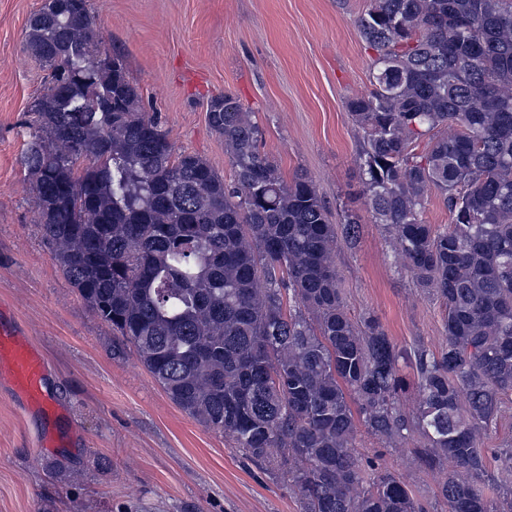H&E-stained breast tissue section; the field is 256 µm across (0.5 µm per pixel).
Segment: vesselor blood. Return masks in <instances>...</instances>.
Listing matches in <instances>:
<instances>
[{
	"instance_id": "b4317fda",
	"label": "vessel or blood",
	"mask_w": 512,
	"mask_h": 512,
	"mask_svg": "<svg viewBox=\"0 0 512 512\" xmlns=\"http://www.w3.org/2000/svg\"><path fill=\"white\" fill-rule=\"evenodd\" d=\"M48 369L33 339L16 326L0 321V379H7L24 412L57 416L59 409L49 396Z\"/></svg>"
}]
</instances>
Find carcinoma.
I'll list each match as a JSON object with an SVG mask.
<instances>
[{
  "instance_id": "carcinoma-1",
  "label": "carcinoma",
  "mask_w": 512,
  "mask_h": 512,
  "mask_svg": "<svg viewBox=\"0 0 512 512\" xmlns=\"http://www.w3.org/2000/svg\"><path fill=\"white\" fill-rule=\"evenodd\" d=\"M358 27L374 53L372 89L347 102L361 194L445 305L439 353H403L376 318L349 316L325 205L308 176L288 182L261 153L237 98L207 103L231 182L175 149L101 48L88 0H45L26 32L50 70L24 155L43 237L172 402L288 475L304 512H424L398 475L358 457L361 426L390 441L416 429L421 465L453 463L448 512H512L511 489L497 509L484 495L477 439L512 396V0H369ZM432 189L452 219L442 230L420 218ZM359 224L347 214L345 243ZM402 359L416 371L411 413Z\"/></svg>"
}]
</instances>
